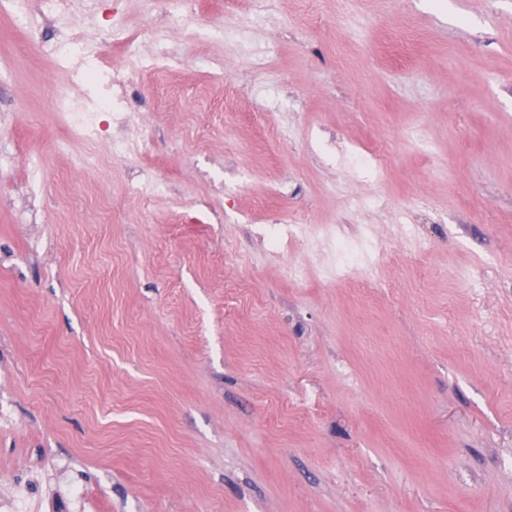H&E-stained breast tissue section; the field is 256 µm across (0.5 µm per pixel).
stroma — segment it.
I'll return each mask as SVG.
<instances>
[{
	"label": "stroma",
	"mask_w": 512,
	"mask_h": 512,
	"mask_svg": "<svg viewBox=\"0 0 512 512\" xmlns=\"http://www.w3.org/2000/svg\"><path fill=\"white\" fill-rule=\"evenodd\" d=\"M194 2L0 14V500L512 512V0ZM112 98L150 150L64 117ZM153 2L158 9L164 11L166 16L174 18L178 22L191 23L194 19L191 1L154 0ZM374 246L370 241L336 240V260L341 270L360 268L369 271L366 259L373 253Z\"/></svg>",
	"instance_id": "stroma-1"
}]
</instances>
